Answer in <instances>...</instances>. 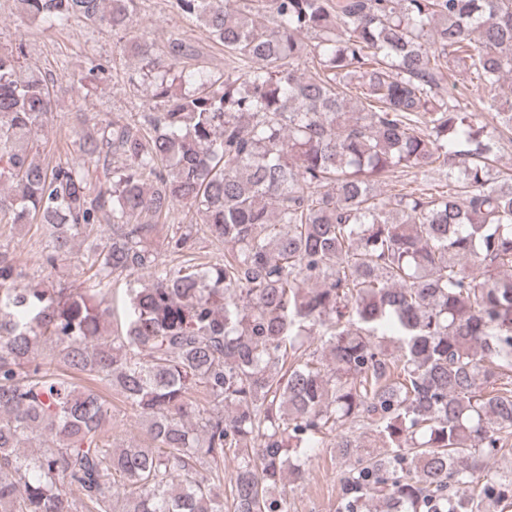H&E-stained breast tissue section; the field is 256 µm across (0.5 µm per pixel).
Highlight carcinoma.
I'll list each match as a JSON object with an SVG mask.
<instances>
[{"label":"carcinoma","mask_w":512,"mask_h":512,"mask_svg":"<svg viewBox=\"0 0 512 512\" xmlns=\"http://www.w3.org/2000/svg\"><path fill=\"white\" fill-rule=\"evenodd\" d=\"M14 2L51 28L123 30L138 7ZM170 6L224 47V71L180 66L177 37L162 58L134 38L157 105L95 123L81 164L38 159L54 85L23 42L0 50V224L45 226L48 269L109 224L83 270L149 278L104 340L105 294L20 288L0 251V512H288L328 447L341 512H496L512 499V469L486 472L512 445V175L491 171L512 145V0ZM450 62L491 121L444 91ZM430 170L448 191L375 190ZM177 206L197 219L166 250L221 241L224 263L159 261L151 234ZM112 394L147 445H114Z\"/></svg>","instance_id":"cac0c4a2"}]
</instances>
